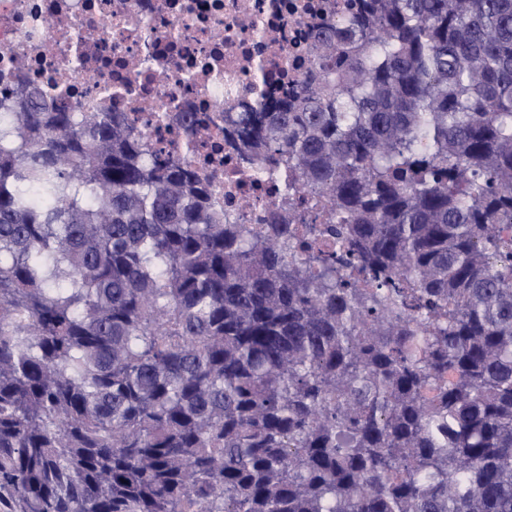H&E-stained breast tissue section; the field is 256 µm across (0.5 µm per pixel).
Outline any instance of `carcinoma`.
Instances as JSON below:
<instances>
[{
  "label": "carcinoma",
  "instance_id": "cac0c4a2",
  "mask_svg": "<svg viewBox=\"0 0 512 512\" xmlns=\"http://www.w3.org/2000/svg\"><path fill=\"white\" fill-rule=\"evenodd\" d=\"M315 45L230 117L260 232L126 113L0 91V512H512V0Z\"/></svg>",
  "mask_w": 512,
  "mask_h": 512
}]
</instances>
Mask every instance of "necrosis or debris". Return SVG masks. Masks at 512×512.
Wrapping results in <instances>:
<instances>
[{
    "label": "necrosis or debris",
    "instance_id": "1",
    "mask_svg": "<svg viewBox=\"0 0 512 512\" xmlns=\"http://www.w3.org/2000/svg\"><path fill=\"white\" fill-rule=\"evenodd\" d=\"M356 10V0H0V84L46 89L75 112L127 113L261 230L282 199L240 154L228 117L305 84L313 30ZM189 114L205 118L203 141L188 134Z\"/></svg>",
    "mask_w": 512,
    "mask_h": 512
}]
</instances>
